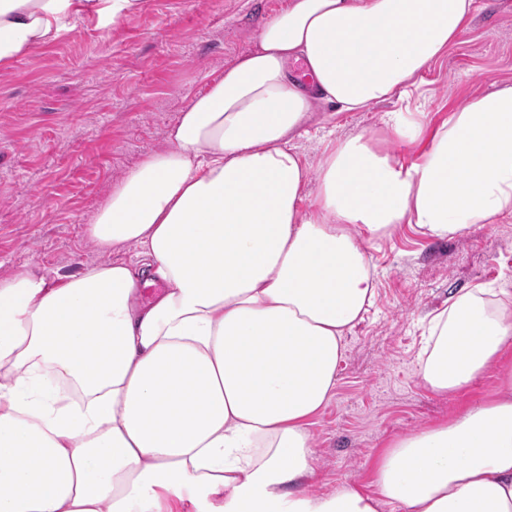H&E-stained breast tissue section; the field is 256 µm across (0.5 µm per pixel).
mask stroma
<instances>
[{
	"mask_svg": "<svg viewBox=\"0 0 512 512\" xmlns=\"http://www.w3.org/2000/svg\"><path fill=\"white\" fill-rule=\"evenodd\" d=\"M286 0H137L111 24L78 21L51 45L0 69V277L31 267L55 282L101 263L85 228L113 185L164 150L166 131L195 95L248 52ZM460 43L424 73L410 98L437 130L470 99L512 85V0H479ZM392 99L360 112L317 107L296 144L317 167L325 136L372 133L414 161L425 141L392 142ZM373 303L346 334L332 396L313 418L308 492L347 483L371 490L396 437L448 421L498 388L489 369L465 391L423 384V317L475 284L512 292V221L430 240L409 225L367 245Z\"/></svg>",
	"mask_w": 512,
	"mask_h": 512,
	"instance_id": "1",
	"label": "stroma"
}]
</instances>
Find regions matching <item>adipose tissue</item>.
Returning <instances> with one entry per match:
<instances>
[{
  "label": "adipose tissue",
  "mask_w": 512,
  "mask_h": 512,
  "mask_svg": "<svg viewBox=\"0 0 512 512\" xmlns=\"http://www.w3.org/2000/svg\"><path fill=\"white\" fill-rule=\"evenodd\" d=\"M133 5L0 0V68ZM478 9L287 0L91 218L98 251L137 246L139 265L0 279V512H512V297L481 286L430 317L419 373L448 396L495 367L498 390L393 440L374 492L304 489L310 421L374 297L365 244L512 220V85L451 112L409 165L360 132L313 170L295 140L315 106L407 99Z\"/></svg>",
  "instance_id": "adipose-tissue-1"
}]
</instances>
